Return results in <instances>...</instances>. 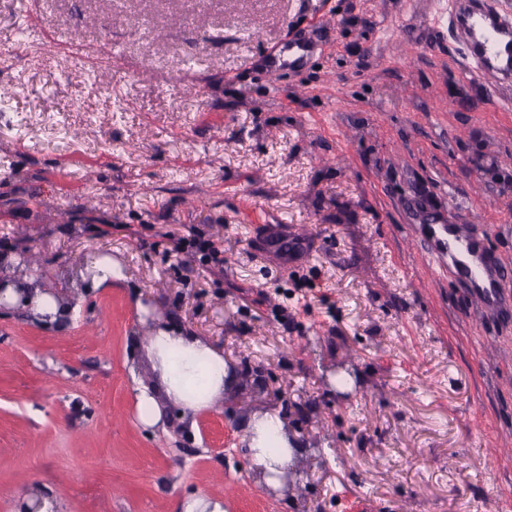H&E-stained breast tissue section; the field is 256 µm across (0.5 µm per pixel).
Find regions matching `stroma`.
Instances as JSON below:
<instances>
[{"mask_svg":"<svg viewBox=\"0 0 512 512\" xmlns=\"http://www.w3.org/2000/svg\"><path fill=\"white\" fill-rule=\"evenodd\" d=\"M0 52V254L79 302L0 310V512H512V296L487 312L411 229L437 209L512 272V89L470 72L451 0H0ZM192 226L223 265L183 264ZM103 257L111 287L70 283ZM150 320L224 356L193 422L140 421ZM267 412L295 449L269 490L243 434ZM284 48L288 46V60L281 56H273L270 63L272 73L278 71L281 67H299L304 63L308 53L311 51L310 43L300 34L290 32L283 43Z\"/></svg>","mask_w":512,"mask_h":512,"instance_id":"1","label":"stroma"}]
</instances>
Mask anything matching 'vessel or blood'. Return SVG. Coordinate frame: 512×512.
<instances>
[{"label":"vessel or blood","instance_id":"obj_1","mask_svg":"<svg viewBox=\"0 0 512 512\" xmlns=\"http://www.w3.org/2000/svg\"><path fill=\"white\" fill-rule=\"evenodd\" d=\"M456 4V35L474 60L476 74L494 75L499 84L512 87V14L502 12L494 0H456ZM285 44L287 57H272L271 71L301 66L311 50L310 43L294 32L288 34ZM416 230L439 262L464 281L485 307L501 302L504 276L469 225L448 223L438 212L430 211Z\"/></svg>","mask_w":512,"mask_h":512}]
</instances>
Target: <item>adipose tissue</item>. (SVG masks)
Here are the masks:
<instances>
[{
    "mask_svg": "<svg viewBox=\"0 0 512 512\" xmlns=\"http://www.w3.org/2000/svg\"><path fill=\"white\" fill-rule=\"evenodd\" d=\"M147 348L153 355L152 369L157 375L155 386H139L137 402L140 419L146 426L153 427L163 419L162 405L171 402L180 405L184 412L196 414L213 406L224 396L227 377L224 358L210 344L174 325L160 324L147 338ZM183 353L188 362L176 367L170 359L171 353ZM200 358L206 363L205 385L202 392L192 393L187 382L195 375L193 359ZM249 447L258 466L274 471L275 467H287L290 450L288 437L278 415L264 414L254 418L248 428ZM276 433L281 448L280 454L271 455L265 450L266 436Z\"/></svg>",
    "mask_w": 512,
    "mask_h": 512,
    "instance_id": "obj_1",
    "label": "adipose tissue"
}]
</instances>
